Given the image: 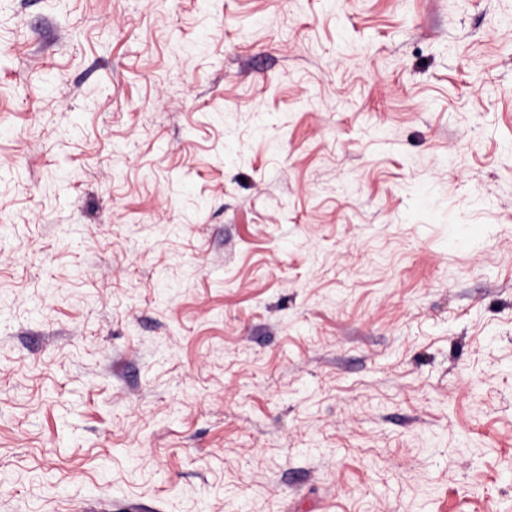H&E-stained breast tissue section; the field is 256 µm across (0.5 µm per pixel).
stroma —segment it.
<instances>
[{
    "label": "stroma",
    "instance_id": "stroma-1",
    "mask_svg": "<svg viewBox=\"0 0 512 512\" xmlns=\"http://www.w3.org/2000/svg\"><path fill=\"white\" fill-rule=\"evenodd\" d=\"M0 512H512V0H0Z\"/></svg>",
    "mask_w": 512,
    "mask_h": 512
}]
</instances>
